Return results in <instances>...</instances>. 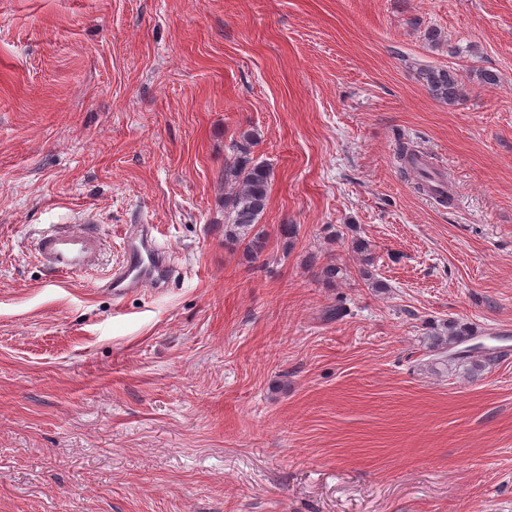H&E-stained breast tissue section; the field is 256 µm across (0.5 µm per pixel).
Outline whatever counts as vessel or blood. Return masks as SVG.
Instances as JSON below:
<instances>
[{"mask_svg": "<svg viewBox=\"0 0 512 512\" xmlns=\"http://www.w3.org/2000/svg\"><path fill=\"white\" fill-rule=\"evenodd\" d=\"M101 242L95 229L84 225H65L46 232L38 241L40 262L54 275L68 276L93 266ZM174 275L168 251L160 245L150 226L143 225L129 233L124 256L107 283L114 296L149 288H165Z\"/></svg>", "mask_w": 512, "mask_h": 512, "instance_id": "1", "label": "vessel or blood"}]
</instances>
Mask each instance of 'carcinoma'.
I'll return each mask as SVG.
<instances>
[{"instance_id":"obj_1","label":"carcinoma","mask_w":512,"mask_h":512,"mask_svg":"<svg viewBox=\"0 0 512 512\" xmlns=\"http://www.w3.org/2000/svg\"><path fill=\"white\" fill-rule=\"evenodd\" d=\"M420 78L433 97L448 105L455 104L463 93V77L453 67L426 68L421 70ZM224 181L234 185L224 198L228 214L224 238L229 244L243 245L249 252L258 253L263 248V232L255 227L267 206L271 171L267 165L251 160L244 150L226 164ZM471 337L468 331L450 325L448 336L434 338L430 350L448 362L464 361L471 358V350L457 351L455 347Z\"/></svg>"}]
</instances>
